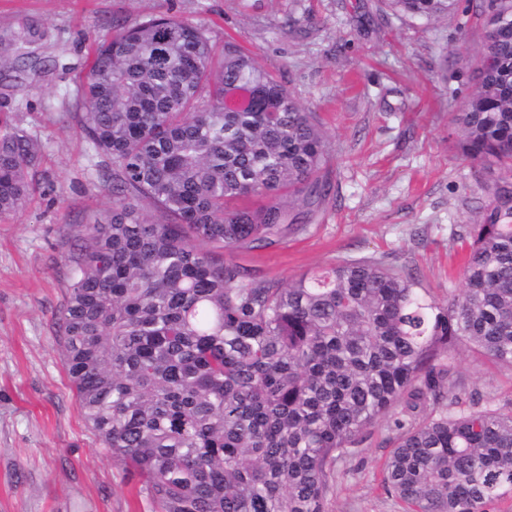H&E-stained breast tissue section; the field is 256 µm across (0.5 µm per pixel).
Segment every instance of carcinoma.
<instances>
[{
  "label": "carcinoma",
  "instance_id": "obj_1",
  "mask_svg": "<svg viewBox=\"0 0 512 512\" xmlns=\"http://www.w3.org/2000/svg\"><path fill=\"white\" fill-rule=\"evenodd\" d=\"M456 2L384 6L429 23ZM487 9L506 21L458 123L468 157L512 176V0ZM236 89L252 101L230 109ZM76 99L110 206L77 225L56 324L86 422L155 512H326L336 463L405 397L383 484L409 512L512 493V408L451 392L440 363L464 340L512 367V221L458 234L464 286L445 304L376 260L256 281L216 251L301 233L329 195L326 138L292 92L166 13L95 43ZM39 159L0 125L1 216L26 205Z\"/></svg>",
  "mask_w": 512,
  "mask_h": 512
}]
</instances>
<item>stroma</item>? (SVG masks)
Returning a JSON list of instances; mask_svg holds the SVG:
<instances>
[{"label":"stroma","instance_id":"stroma-1","mask_svg":"<svg viewBox=\"0 0 512 512\" xmlns=\"http://www.w3.org/2000/svg\"><path fill=\"white\" fill-rule=\"evenodd\" d=\"M170 13L232 38L313 113L329 141L324 215L278 244L221 251L257 281L288 282L339 260L417 273L439 302L464 283L454 230L482 221L498 165L462 150L455 122L476 87L486 33L480 0L430 24L379 0H0V119L40 144L26 207L0 217V512H153L85 421L55 316L77 225L110 203L69 95L114 25ZM452 392L512 407V368L464 342L447 360ZM394 446L379 420L336 464L328 512H405L383 486Z\"/></svg>","mask_w":512,"mask_h":512}]
</instances>
